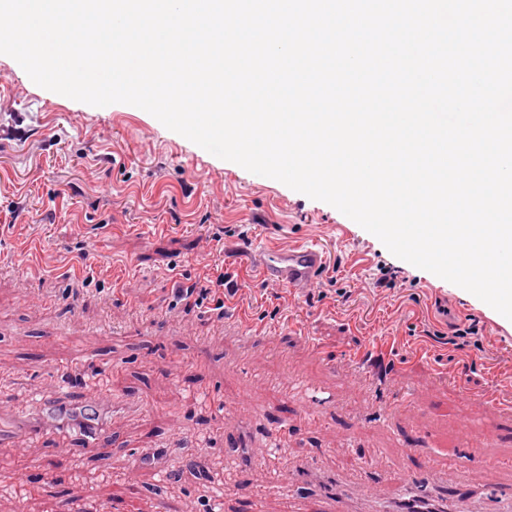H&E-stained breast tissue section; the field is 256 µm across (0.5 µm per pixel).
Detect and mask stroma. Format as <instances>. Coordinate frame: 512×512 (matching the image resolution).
Listing matches in <instances>:
<instances>
[{"mask_svg":"<svg viewBox=\"0 0 512 512\" xmlns=\"http://www.w3.org/2000/svg\"><path fill=\"white\" fill-rule=\"evenodd\" d=\"M311 244L325 255L313 288L261 280L253 253ZM0 262V418L27 421L35 393L55 396L49 368L77 360L80 411L106 425L89 445L47 430L0 446V512H221L240 486L262 512H311L289 474L328 494L377 454L389 494L400 433L445 460L467 451L464 420L501 432L490 457H512V323L328 203L138 107L43 89L4 54ZM222 273L236 293L177 298ZM375 343L380 386L358 371ZM287 380L301 393L281 394ZM314 395L319 421L296 423Z\"/></svg>","mask_w":512,"mask_h":512,"instance_id":"35a3bbf8","label":"stroma"}]
</instances>
